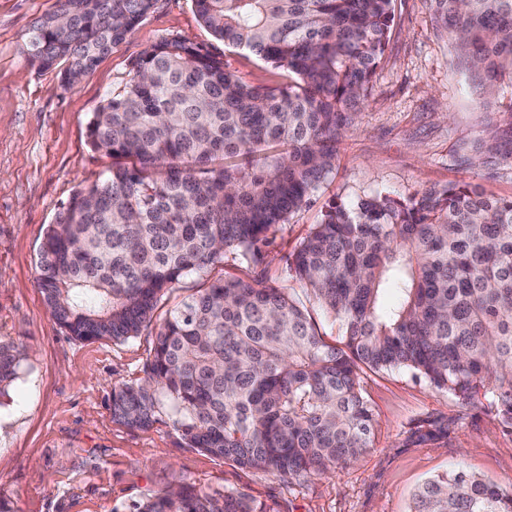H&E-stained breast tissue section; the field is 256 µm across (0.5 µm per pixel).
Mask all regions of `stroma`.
<instances>
[{
	"label": "stroma",
	"mask_w": 512,
	"mask_h": 512,
	"mask_svg": "<svg viewBox=\"0 0 512 512\" xmlns=\"http://www.w3.org/2000/svg\"><path fill=\"white\" fill-rule=\"evenodd\" d=\"M56 0H0V337L25 346L20 378L0 397V512H129L151 492L180 485L242 492L273 512H407L427 478L458 469L512 486V431L496 409L456 398L400 369L361 373L374 415L372 442L353 466L328 476L280 480L179 443L168 415L135 429L112 417L113 388L137 381L166 306L124 342L80 341L53 320L37 286L38 248L73 193L101 181L112 160L92 150V112L129 77L133 61L178 35L223 58L246 82L271 77L248 53L225 47L199 21L192 0H157L153 11L76 86L32 67L25 42ZM389 45L374 88L340 145L336 167L267 248L272 284L286 285L281 258L335 196H406L471 182L512 196V164L460 165L489 113L456 68L429 0H394ZM447 437L405 445L429 416Z\"/></svg>",
	"instance_id": "stroma-1"
}]
</instances>
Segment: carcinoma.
I'll return each mask as SVG.
<instances>
[{
	"label": "carcinoma",
	"mask_w": 512,
	"mask_h": 512,
	"mask_svg": "<svg viewBox=\"0 0 512 512\" xmlns=\"http://www.w3.org/2000/svg\"><path fill=\"white\" fill-rule=\"evenodd\" d=\"M157 0H56L30 61L72 87ZM210 34L283 81L250 84L179 36L145 49L93 112L106 178L77 190L39 246L38 288L81 340L151 326L181 279L235 270L170 309L144 377L112 389V416L147 429L162 412L181 445L283 480L333 473L370 446L360 369H407L459 405H495L512 429V196L450 183L334 198L283 256L338 320L319 333L289 288L266 285L265 247L333 172L394 24L393 0H193ZM479 108L507 115L461 163L512 159V0H432ZM25 348L0 339V395ZM448 435L429 417L406 444ZM133 512H270L248 495L162 490ZM409 512H512V491L464 470L428 479Z\"/></svg>",
	"instance_id": "obj_1"
}]
</instances>
